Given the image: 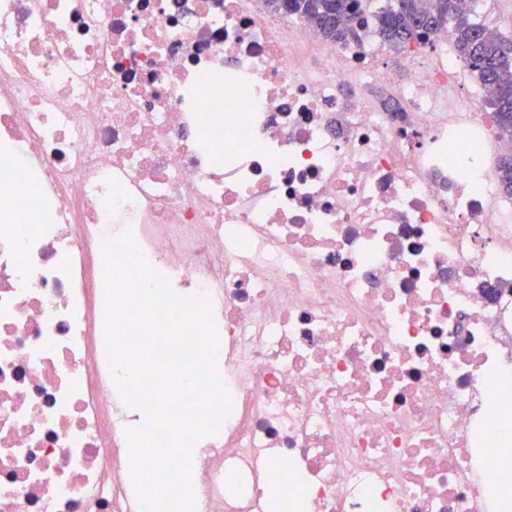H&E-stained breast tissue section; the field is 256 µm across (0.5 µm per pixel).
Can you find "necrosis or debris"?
Here are the masks:
<instances>
[{
    "label": "necrosis or debris",
    "instance_id": "1",
    "mask_svg": "<svg viewBox=\"0 0 512 512\" xmlns=\"http://www.w3.org/2000/svg\"><path fill=\"white\" fill-rule=\"evenodd\" d=\"M464 69L258 0H0V512H139L126 229L213 307L195 512H512V199Z\"/></svg>",
    "mask_w": 512,
    "mask_h": 512
}]
</instances>
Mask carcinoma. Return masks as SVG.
<instances>
[{
    "label": "carcinoma",
    "instance_id": "cac0c4a2",
    "mask_svg": "<svg viewBox=\"0 0 512 512\" xmlns=\"http://www.w3.org/2000/svg\"><path fill=\"white\" fill-rule=\"evenodd\" d=\"M288 13L304 18L327 39L357 38L352 22L366 14L364 0H288ZM370 18L383 42L405 47L450 30L456 56L478 80L501 133L512 138V39L492 38L475 18V0H394ZM505 193L512 195V156L497 171Z\"/></svg>",
    "mask_w": 512,
    "mask_h": 512
}]
</instances>
